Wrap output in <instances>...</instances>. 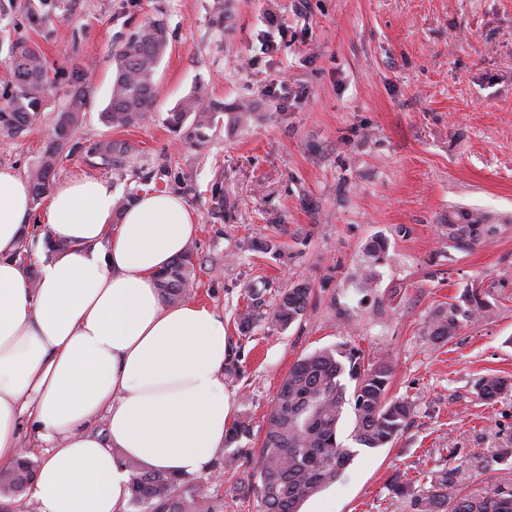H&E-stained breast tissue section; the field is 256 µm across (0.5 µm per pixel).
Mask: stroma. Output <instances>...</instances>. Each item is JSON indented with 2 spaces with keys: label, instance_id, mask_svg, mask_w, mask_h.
Instances as JSON below:
<instances>
[{
  "label": "stroma",
  "instance_id": "35a3bbf8",
  "mask_svg": "<svg viewBox=\"0 0 512 512\" xmlns=\"http://www.w3.org/2000/svg\"><path fill=\"white\" fill-rule=\"evenodd\" d=\"M24 0H0V77L16 44H38L55 73L32 130L0 133V167L28 173L63 111L69 71L92 68L95 91L57 171L91 176L119 197L179 194L198 213L189 299L224 317V389L247 419L246 453L215 459L214 496L249 476L279 388L294 363L345 341L394 359L390 394L415 404L394 444L363 448L340 481L302 512H415L430 477L448 471L469 497L512 484V0H57L33 27ZM152 18L168 29L150 120L104 125L112 50ZM250 106L204 137L171 133L167 113L196 85ZM128 142L122 168L91 153ZM478 208L505 228L459 249L440 235L450 211ZM384 241L361 286L366 245ZM277 242L281 256L263 250ZM301 318L282 329L236 320L261 290L263 310L299 281ZM489 289L490 317L435 343L426 323L465 287ZM494 373L500 394L478 396Z\"/></svg>",
  "mask_w": 512,
  "mask_h": 512
}]
</instances>
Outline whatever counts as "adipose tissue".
I'll return each mask as SVG.
<instances>
[{
    "mask_svg": "<svg viewBox=\"0 0 512 512\" xmlns=\"http://www.w3.org/2000/svg\"><path fill=\"white\" fill-rule=\"evenodd\" d=\"M116 199L104 180L60 182L39 218L60 249L32 281L20 262L31 189L0 168V468L22 455L30 419L47 447L30 489L37 512H125V458L208 474L233 415L222 315L166 303L158 286L197 213L170 192L120 212Z\"/></svg>",
    "mask_w": 512,
    "mask_h": 512,
    "instance_id": "obj_1",
    "label": "adipose tissue"
}]
</instances>
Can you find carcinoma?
I'll return each instance as SVG.
<instances>
[{
  "label": "carcinoma",
  "instance_id": "1",
  "mask_svg": "<svg viewBox=\"0 0 512 512\" xmlns=\"http://www.w3.org/2000/svg\"><path fill=\"white\" fill-rule=\"evenodd\" d=\"M55 7L54 0H28L31 24L38 26ZM168 48L163 20L154 18L112 54L114 68L109 101L101 112L105 125L128 128L142 122L155 101L156 66ZM91 70L76 68L70 74L66 109L58 116L45 141L39 164L28 172L34 199L47 194L56 176L61 155L84 118L94 93ZM53 80L40 48L35 44L12 49L6 86L11 94L0 105V132L21 135L32 127L41 112ZM224 104L212 101L204 87H196L168 112L165 124L179 134L186 123L201 131L210 127ZM93 152L103 164L122 167L132 152L124 141L105 138ZM498 218L480 210L459 208L448 213L443 235L457 248H471L491 241L497 233ZM195 281L194 251L187 248L160 276V290L167 302H177L190 293ZM311 288L300 281L280 293L270 314L271 324L287 328L305 311ZM489 292L466 287L452 301L435 310L427 335L446 341L463 323L484 319L493 311ZM392 361L388 357L365 360L362 351L345 342L316 350L296 361L282 382L270 411L263 445L248 482L233 485L232 493L255 500L256 512H299L313 495L339 481L356 452L338 438L345 407L351 408L352 440L365 448H383L394 442L414 413L408 399L388 395ZM354 383L347 393L343 379ZM507 381L487 376L478 384V395L491 398L506 388ZM250 435L246 420L232 424L224 447ZM129 473L132 512H224V500L207 492L203 483L189 475L146 471L132 460L122 461ZM36 466L23 459L8 471H0V507L14 512L31 484ZM416 512H512V484L500 485L490 494L473 499L455 493L453 479L443 473L429 490L414 499Z\"/></svg>",
  "mask_w": 512,
  "mask_h": 512
}]
</instances>
